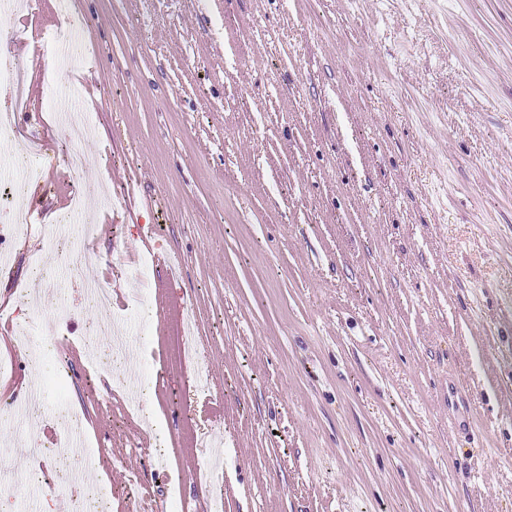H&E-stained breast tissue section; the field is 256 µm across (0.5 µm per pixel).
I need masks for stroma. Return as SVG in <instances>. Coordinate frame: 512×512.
I'll list each match as a JSON object with an SVG mask.
<instances>
[{
  "instance_id": "obj_1",
  "label": "stroma",
  "mask_w": 512,
  "mask_h": 512,
  "mask_svg": "<svg viewBox=\"0 0 512 512\" xmlns=\"http://www.w3.org/2000/svg\"><path fill=\"white\" fill-rule=\"evenodd\" d=\"M83 18L93 93L51 57L32 68L93 138L71 144L50 111L25 130L95 159L52 177L81 220L120 223L67 254L40 199L48 239H15L0 272V409L47 381L60 360L39 339L66 319V405L95 451L79 486L53 457L54 486L32 484L27 431L0 428L19 489L0 512H71L133 475L145 498L218 496L224 512H512L494 460L512 455V0H83ZM150 224L175 271L147 261ZM34 253L45 299L20 307ZM88 279L127 297L93 310ZM137 294L153 315L125 376L150 389L132 413L85 340L134 320ZM452 381L470 394L455 423ZM202 427L224 468L196 475L182 449Z\"/></svg>"
}]
</instances>
